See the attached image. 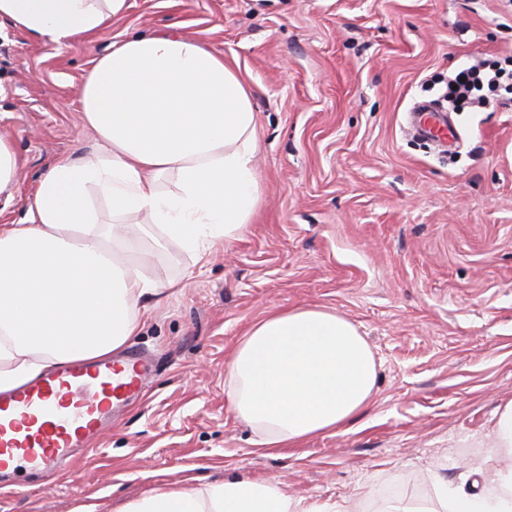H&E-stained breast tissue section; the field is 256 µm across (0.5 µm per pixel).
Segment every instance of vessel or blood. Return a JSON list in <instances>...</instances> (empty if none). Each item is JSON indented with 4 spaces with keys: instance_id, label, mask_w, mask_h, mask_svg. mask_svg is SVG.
Wrapping results in <instances>:
<instances>
[{
    "instance_id": "b4317fda",
    "label": "vessel or blood",
    "mask_w": 512,
    "mask_h": 512,
    "mask_svg": "<svg viewBox=\"0 0 512 512\" xmlns=\"http://www.w3.org/2000/svg\"><path fill=\"white\" fill-rule=\"evenodd\" d=\"M410 125L419 136L456 142L447 113L416 104ZM153 371L132 349L123 356L71 362L10 396L0 395V485H18L20 469L53 475L87 449L114 412L136 397Z\"/></svg>"
}]
</instances>
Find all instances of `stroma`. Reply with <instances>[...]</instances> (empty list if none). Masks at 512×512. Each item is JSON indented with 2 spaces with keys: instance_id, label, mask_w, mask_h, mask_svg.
I'll return each mask as SVG.
<instances>
[{
  "instance_id": "stroma-1",
  "label": "stroma",
  "mask_w": 512,
  "mask_h": 512,
  "mask_svg": "<svg viewBox=\"0 0 512 512\" xmlns=\"http://www.w3.org/2000/svg\"><path fill=\"white\" fill-rule=\"evenodd\" d=\"M196 39L250 88L262 196L235 240L197 261L158 230L128 229L156 286L133 346L147 393L69 470L0 489V512H122L147 494L227 478L275 481L304 504L384 512L435 501V478L490 470L494 415L512 400V101L455 112L441 152L407 114L441 78L512 54L507 0H127L95 37L37 42L0 26V131L21 161L0 225L27 215L49 165L84 156L77 90L135 35ZM353 323L378 362L372 404L291 448L253 444L227 405L237 342L274 309Z\"/></svg>"
}]
</instances>
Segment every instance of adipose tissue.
I'll return each instance as SVG.
<instances>
[{"mask_svg":"<svg viewBox=\"0 0 512 512\" xmlns=\"http://www.w3.org/2000/svg\"><path fill=\"white\" fill-rule=\"evenodd\" d=\"M127 0H0V22L59 45L98 33ZM96 139L88 157L41 175L29 221L0 225V392L72 359L112 354L141 329L155 288L100 225L93 196L116 219L143 218L202 259L250 223L262 194L250 91L221 55L169 33L113 44L78 88ZM174 175L161 190V176ZM233 414L257 445L290 447L349 424L371 403L378 370L358 329L318 307L255 322L226 366ZM433 507L392 512H512V467L478 492L438 482ZM123 512H334L303 505L279 483L227 479L170 490Z\"/></svg>","mask_w":512,"mask_h":512,"instance_id":"1","label":"adipose tissue"}]
</instances>
